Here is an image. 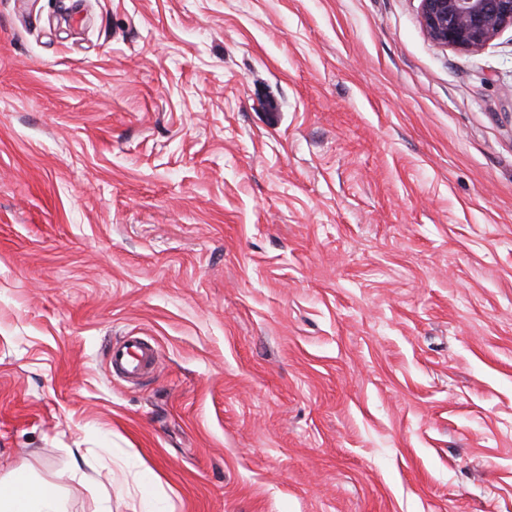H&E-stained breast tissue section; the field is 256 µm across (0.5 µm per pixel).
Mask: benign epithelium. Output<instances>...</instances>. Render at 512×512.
Returning <instances> with one entry per match:
<instances>
[{
  "label": "benign epithelium",
  "instance_id": "7a95c632",
  "mask_svg": "<svg viewBox=\"0 0 512 512\" xmlns=\"http://www.w3.org/2000/svg\"><path fill=\"white\" fill-rule=\"evenodd\" d=\"M422 21L438 46L477 51L512 27V0H421Z\"/></svg>",
  "mask_w": 512,
  "mask_h": 512
}]
</instances>
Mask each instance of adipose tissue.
<instances>
[{"mask_svg":"<svg viewBox=\"0 0 512 512\" xmlns=\"http://www.w3.org/2000/svg\"><path fill=\"white\" fill-rule=\"evenodd\" d=\"M0 512H62L56 489L27 469L0 479Z\"/></svg>","mask_w":512,"mask_h":512,"instance_id":"ef3b65f1","label":"adipose tissue"}]
</instances>
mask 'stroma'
Segmentation results:
<instances>
[{
	"label": "stroma",
	"instance_id": "stroma-1",
	"mask_svg": "<svg viewBox=\"0 0 512 512\" xmlns=\"http://www.w3.org/2000/svg\"><path fill=\"white\" fill-rule=\"evenodd\" d=\"M159 361L113 376L128 333ZM67 512H512V29L421 0H0V476ZM422 21L438 46L477 51L512 27V0H421Z\"/></svg>",
	"mask_w": 512,
	"mask_h": 512
}]
</instances>
